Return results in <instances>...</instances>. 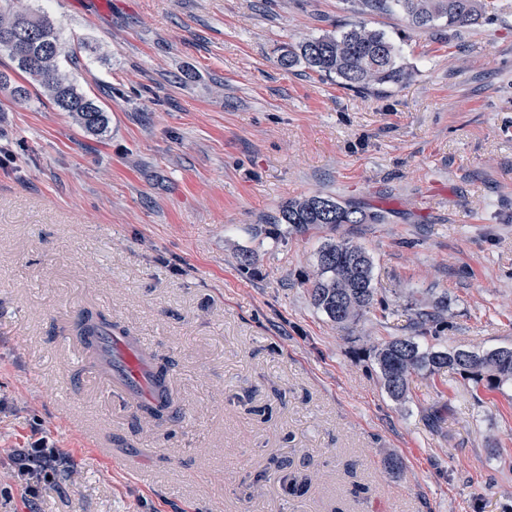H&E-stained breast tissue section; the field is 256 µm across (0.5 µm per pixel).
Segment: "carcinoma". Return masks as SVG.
Segmentation results:
<instances>
[{
    "label": "carcinoma",
    "instance_id": "carcinoma-1",
    "mask_svg": "<svg viewBox=\"0 0 512 512\" xmlns=\"http://www.w3.org/2000/svg\"><path fill=\"white\" fill-rule=\"evenodd\" d=\"M351 21L333 33L312 36L281 50L285 70L304 66L321 78L357 92L382 93L403 83L412 71L398 62L399 50L386 33L371 27L366 17L399 13L413 29H431L440 20L448 28H463L481 17L479 0H345ZM0 53L38 85L58 110L72 115L86 132L102 134L109 124L105 110L82 93L61 72L60 63L73 55L53 23L32 12L25 0H0ZM384 216L319 192L288 202L279 211L272 235L312 227L340 228L346 224H380ZM374 266L366 251L341 237L324 243L316 253L309 283L312 304L341 328L359 322L374 310ZM112 331L102 313L81 311L69 325L86 349H97L98 336ZM383 386L397 401L405 398L415 375L448 368L486 379L488 388L512 384V347L487 352L424 348L413 336L393 337L371 347Z\"/></svg>",
    "mask_w": 512,
    "mask_h": 512
}]
</instances>
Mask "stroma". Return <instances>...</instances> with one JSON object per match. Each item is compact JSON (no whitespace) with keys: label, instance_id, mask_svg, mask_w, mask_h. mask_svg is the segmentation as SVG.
I'll list each match as a JSON object with an SVG mask.
<instances>
[{"label":"stroma","instance_id":"obj_1","mask_svg":"<svg viewBox=\"0 0 512 512\" xmlns=\"http://www.w3.org/2000/svg\"><path fill=\"white\" fill-rule=\"evenodd\" d=\"M482 3L458 30L371 17L413 72L375 96L277 64L343 0H27L109 128L0 89V446L37 428L82 471L0 512H512V385L444 369L396 401L369 355L512 347V0ZM315 190L387 216L346 229L377 308L345 330L307 285L336 231L269 233ZM84 309L166 366L176 419L67 341Z\"/></svg>","mask_w":512,"mask_h":512}]
</instances>
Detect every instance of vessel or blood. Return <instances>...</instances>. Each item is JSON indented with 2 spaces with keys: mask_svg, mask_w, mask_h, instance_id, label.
<instances>
[{
  "mask_svg": "<svg viewBox=\"0 0 512 512\" xmlns=\"http://www.w3.org/2000/svg\"><path fill=\"white\" fill-rule=\"evenodd\" d=\"M99 353L105 367L115 368L119 377L115 393L122 399L140 403H159L168 381L152 369L149 353L132 337L103 336Z\"/></svg>",
  "mask_w": 512,
  "mask_h": 512,
  "instance_id": "1",
  "label": "vessel or blood"
}]
</instances>
